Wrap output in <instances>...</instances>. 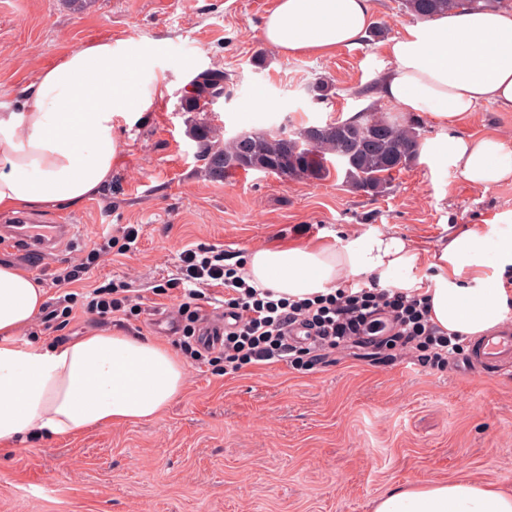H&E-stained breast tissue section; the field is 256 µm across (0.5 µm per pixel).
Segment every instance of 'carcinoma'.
I'll return each mask as SVG.
<instances>
[{"label":"carcinoma","instance_id":"cac0c4a2","mask_svg":"<svg viewBox=\"0 0 512 512\" xmlns=\"http://www.w3.org/2000/svg\"><path fill=\"white\" fill-rule=\"evenodd\" d=\"M493 0H400L403 11L428 21L460 9H481ZM226 75L219 68L196 74L190 90L180 99L184 112H202L210 99L224 90ZM316 100L333 96V85L319 78L309 86ZM360 119L336 120L310 125L291 135L246 133L228 139L220 127L201 119L193 123L190 136L197 143V157L213 180L224 179L232 169L280 173L289 179L324 181L331 177L327 156L336 157L347 182L357 191L379 193L392 174L406 168L418 155L419 134L414 127H399L373 104L361 110Z\"/></svg>","mask_w":512,"mask_h":512}]
</instances>
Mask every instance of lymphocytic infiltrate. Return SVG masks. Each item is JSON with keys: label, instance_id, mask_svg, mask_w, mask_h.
I'll list each match as a JSON object with an SVG mask.
<instances>
[{"label": "lymphocytic infiltrate", "instance_id": "lymphocytic-infiltrate-1", "mask_svg": "<svg viewBox=\"0 0 512 512\" xmlns=\"http://www.w3.org/2000/svg\"><path fill=\"white\" fill-rule=\"evenodd\" d=\"M142 228L127 224L103 233L79 255L59 260L51 283L59 293L39 313L43 325L81 311L100 319L130 320L144 298L126 282H108L82 293L71 284L83 280L102 257L136 249ZM224 290V314L229 320L220 346H207L199 334L202 305L211 288ZM157 292L176 291L182 322L176 341L191 363L219 367L233 374L244 367L278 362L309 370L337 352L369 347L383 361L420 357L422 364L443 369L460 352L462 336L443 331L429 315L426 297L407 295L397 287L357 281L329 294L295 300L273 299L271 293L249 286L237 264L223 250L197 246L178 255L176 277L157 285Z\"/></svg>", "mask_w": 512, "mask_h": 512}]
</instances>
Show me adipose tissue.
<instances>
[{"mask_svg":"<svg viewBox=\"0 0 512 512\" xmlns=\"http://www.w3.org/2000/svg\"><path fill=\"white\" fill-rule=\"evenodd\" d=\"M371 0H278L263 39L283 56H326L364 39ZM389 71L375 99L398 112L427 113L438 127L423 145L431 163L471 185L512 180V143L476 138L456 125L484 104L512 112V9L461 10L407 27L388 45ZM129 52L97 41L41 70L20 110H0V213L70 205L112 178L118 142L112 117L150 103ZM512 268V235L497 242L465 231L419 266L410 241L364 233L340 245L288 243L252 250L242 275L275 297L304 299L361 275L426 296L433 323L485 336L512 316V292L492 282ZM45 302L29 273L0 264V447L26 437H68L149 421L181 393L185 371L167 346L101 331L53 345L19 341ZM374 512H512V493L460 478L396 488Z\"/></svg>","mask_w":512,"mask_h":512,"instance_id":"ef3b65f1","label":"adipose tissue"}]
</instances>
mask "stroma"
Instances as JSON below:
<instances>
[{
  "label": "stroma",
  "mask_w": 512,
  "mask_h": 512,
  "mask_svg": "<svg viewBox=\"0 0 512 512\" xmlns=\"http://www.w3.org/2000/svg\"><path fill=\"white\" fill-rule=\"evenodd\" d=\"M277 0H0V106L14 107L38 72L78 45L111 39L147 62L159 93L112 121L119 150L104 193L74 206L29 210L37 224L75 221L64 248L78 255L107 225L138 224V248L108 256L90 281L126 279L146 303L134 327L172 344L153 319L177 300L153 286L176 274L187 245L247 254L278 242L337 245L351 234L410 240L420 265L454 234L496 237L512 212V182L474 187L455 170L416 158L386 189L367 194L344 176L286 180L259 170L209 179L181 111L198 71L223 69L224 95L205 119L225 137L292 134L368 106L367 86L391 66L390 38L415 25L399 0H372L385 36L323 57L266 50ZM332 80L331 101L309 85ZM512 139V112L482 107L457 127ZM87 317L59 329L31 323L20 341H69L97 330ZM461 349L446 368L340 356L310 371L280 362L218 376L186 366L180 396L147 423L99 427L0 450V512H372L406 484L467 477L512 490V371L482 377Z\"/></svg>",
  "instance_id": "35a3bbf8"
}]
</instances>
